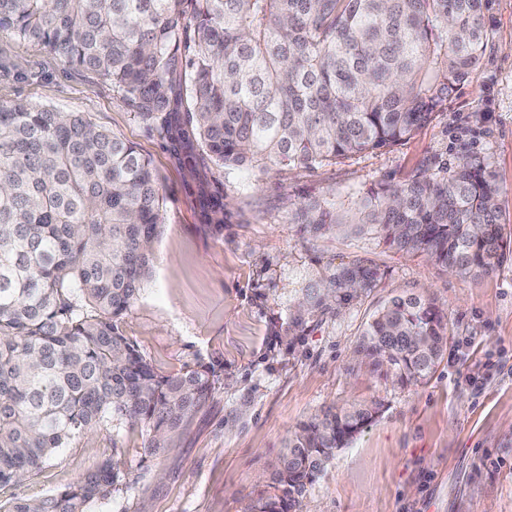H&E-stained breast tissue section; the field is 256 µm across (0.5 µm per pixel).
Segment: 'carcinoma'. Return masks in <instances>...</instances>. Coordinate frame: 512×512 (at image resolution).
<instances>
[{"instance_id": "cac0c4a2", "label": "carcinoma", "mask_w": 512, "mask_h": 512, "mask_svg": "<svg viewBox=\"0 0 512 512\" xmlns=\"http://www.w3.org/2000/svg\"><path fill=\"white\" fill-rule=\"evenodd\" d=\"M486 0H0V32L43 45L112 83L137 117L219 168L266 173L333 164L416 134L477 69ZM486 157L423 171L361 200L345 221L325 201L298 224L372 228L390 248L462 276L512 255ZM163 197L137 147L82 112L0 104V490L40 472L103 423L147 426L149 452L202 408L211 363L158 372L119 330L147 281ZM335 268L305 317L375 286ZM448 346L432 300L396 297L367 323L360 350L404 385L430 377ZM328 410L288 438L273 491L250 512H299L300 497L379 412ZM115 461L40 499L0 497V512H87L123 485Z\"/></svg>"}]
</instances>
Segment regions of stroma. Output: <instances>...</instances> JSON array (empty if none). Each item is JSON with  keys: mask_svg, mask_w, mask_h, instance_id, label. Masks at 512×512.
Returning a JSON list of instances; mask_svg holds the SVG:
<instances>
[{"mask_svg": "<svg viewBox=\"0 0 512 512\" xmlns=\"http://www.w3.org/2000/svg\"><path fill=\"white\" fill-rule=\"evenodd\" d=\"M477 71L411 139L314 168L220 169L142 122L109 81L0 32V101L82 112L148 157L164 198L151 277L119 328L158 372L219 369L209 401L148 453L146 427L103 425L64 448L13 496L62 491L103 462L126 478L89 512H248L297 427L327 408L379 400L376 420L307 486L301 512H512V260L462 277L375 235L294 223L300 204L361 198L421 170L485 156L512 236V0H487ZM372 268L376 285L302 329L288 321L326 269ZM398 295L433 299L448 353L425 382L399 385L359 352L360 333Z\"/></svg>", "mask_w": 512, "mask_h": 512, "instance_id": "35a3bbf8", "label": "stroma"}]
</instances>
